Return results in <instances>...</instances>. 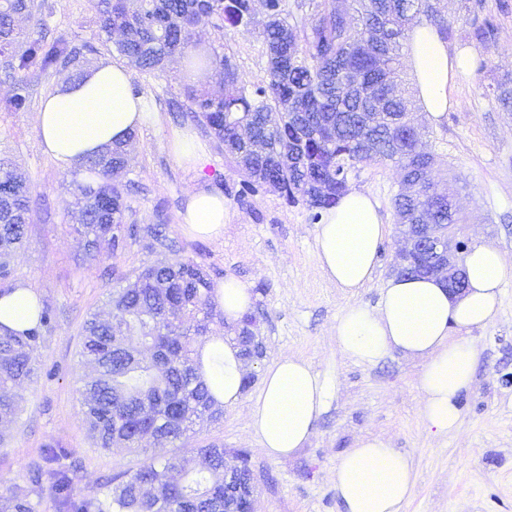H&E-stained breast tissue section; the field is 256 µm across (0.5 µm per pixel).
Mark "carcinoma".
<instances>
[{
    "mask_svg": "<svg viewBox=\"0 0 512 512\" xmlns=\"http://www.w3.org/2000/svg\"><path fill=\"white\" fill-rule=\"evenodd\" d=\"M442 0H321L302 27L290 23L288 0H267L259 18L252 0H91L100 32L118 35L115 51L145 76L160 77L168 58L188 46L195 29L214 21L258 31L267 57V79L255 84L237 72L228 56L214 55L222 91L190 89V117L215 140L244 175L237 200L263 190L290 204H305L312 219L336 204L351 173L362 164L390 161L401 171L393 207L402 234L411 233L421 210L436 224H455L449 195L436 191L433 156L409 118V102L392 80L406 34L423 23L446 35L451 22ZM35 0H0V55L10 70L24 74L68 71L75 80L95 53L62 36L24 41L20 16L42 12ZM495 18L484 17L473 37L488 42ZM126 146L117 144L86 159L94 183L76 184L78 225L88 257L123 252L139 227L125 223L126 186L113 183L128 166ZM0 281L12 276L14 254L24 246L29 190L20 175L0 161ZM428 264L417 255L402 262L400 274L424 276ZM111 311L91 314L83 325L81 412L99 448L136 449L153 441L154 456L112 478L104 498L76 499L62 460L68 453L48 445L33 467L35 481L50 484L66 512H241L244 493H255L253 470L243 450L209 443L196 458L162 456L164 445L181 439L199 419L219 423L224 404L212 395L201 372V351L217 319L213 288L192 259L142 267L135 281L112 290ZM259 315L243 314L232 341L247 362L243 337L255 333ZM39 326L0 334V430L19 413L23 386L37 374L32 353L42 339ZM0 512H36L22 493L0 495Z\"/></svg>",
    "mask_w": 512,
    "mask_h": 512,
    "instance_id": "cac0c4a2",
    "label": "carcinoma"
}]
</instances>
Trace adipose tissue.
I'll list each match as a JSON object with an SVG mask.
<instances>
[{
    "mask_svg": "<svg viewBox=\"0 0 512 512\" xmlns=\"http://www.w3.org/2000/svg\"><path fill=\"white\" fill-rule=\"evenodd\" d=\"M406 63L415 76L414 92L427 112L441 117L458 107L453 87L464 71L460 54L432 26L407 34ZM127 63L100 62L81 79L56 87L36 114L40 148L63 170L87 179L82 161L107 145L127 140L144 118L143 99L131 88ZM180 224L193 237L217 239L224 234V198L200 189L190 193ZM386 227L372 196L351 189L325 210L315 231V255L327 279L344 291L364 287L373 277L377 251ZM467 287L451 294L433 277L393 276L375 307H346L336 324V343L363 364L379 362L390 352L421 360L420 415L435 433L458 427L460 395L474 377L477 351L468 333L497 315L502 286L512 275L502 253L480 244L464 258ZM39 304L25 284L0 296V326L20 332L35 326ZM216 398L236 403L243 364L232 346L224 348V366L204 365ZM330 389L305 360L284 355L268 366L251 410V426L266 455L288 459L309 440L327 406ZM416 474L408 458L381 436L366 437L336 465V493L345 512H402L413 494Z\"/></svg>",
    "mask_w": 512,
    "mask_h": 512,
    "instance_id": "ef3b65f1",
    "label": "adipose tissue"
}]
</instances>
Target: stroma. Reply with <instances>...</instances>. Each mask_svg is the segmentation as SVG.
I'll use <instances>...</instances> for the list:
<instances>
[{
	"label": "stroma",
	"mask_w": 512,
	"mask_h": 512,
	"mask_svg": "<svg viewBox=\"0 0 512 512\" xmlns=\"http://www.w3.org/2000/svg\"><path fill=\"white\" fill-rule=\"evenodd\" d=\"M41 22H23L32 37L65 33L75 43H89L102 59H115L111 44L97 37L90 0H45ZM500 0H444L453 25L449 50L484 56L486 69L461 76L453 94L458 108L432 121L418 112L422 140L434 156L439 190L451 191L461 217L460 235L470 245L498 248L512 264V108L497 99L496 87L512 86V8ZM497 16L492 41L482 44L471 33L486 13ZM208 51L229 55L247 80L266 78V57L255 30L211 26L198 33ZM182 59L173 57L159 78L134 75L133 86L148 109L131 144L130 162L117 181L129 192L128 223L141 232L118 255L85 256L73 230L76 175L62 172L38 147L35 116L43 99L58 85L57 73L30 77V104L9 112L3 104L14 82L0 71V158H8L25 177L32 193L27 243L13 260L12 282L30 285L52 320L33 358L37 375L30 383L16 421L0 441V494L13 490L29 496L38 512H60L48 484L29 480V466L41 460L46 445L65 448L81 470L74 480L78 498L98 497L113 475L136 467L146 451H106L95 447L82 419L78 378L82 324L89 313L106 308L108 293L121 275L166 258L193 259L212 280L233 277L250 290L252 310L262 314L260 334L266 353L251 366L255 380L240 400L225 407L218 424L199 423L185 438L167 445L178 458L211 442L249 452L257 479L255 512H343L336 494V465L363 437H387L392 448L411 461L415 492L403 512H512V277L501 295L494 321L471 330L478 351L472 386L459 399L457 432L432 434L423 424L419 404V365L399 352L367 365L344 356L336 345L337 318L348 305L376 306L392 275L398 245L392 198L400 174L389 163L374 162L352 173L348 185L371 194L387 234L378 249V268L364 288L343 292L320 270L315 257V224L303 204H288L266 192L238 201L242 176L225 160L214 139L198 124L178 116L171 100L185 101ZM194 135L200 167L178 162L174 138ZM206 189L224 197V235L216 240L186 236L179 224L189 193ZM167 227L172 249L155 245L148 227ZM308 361L332 388L326 411L303 448L287 460L269 459L250 426L258 382L267 365L282 355Z\"/></svg>",
	"instance_id": "35a3bbf8"
}]
</instances>
